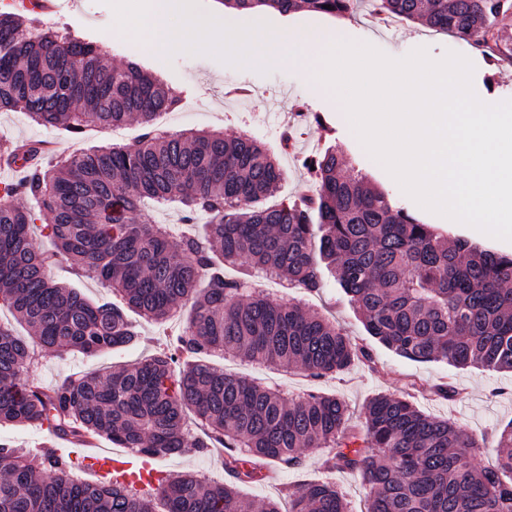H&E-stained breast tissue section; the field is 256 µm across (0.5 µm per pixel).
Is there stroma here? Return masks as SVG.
<instances>
[{"label":"stroma","instance_id":"obj_1","mask_svg":"<svg viewBox=\"0 0 512 512\" xmlns=\"http://www.w3.org/2000/svg\"><path fill=\"white\" fill-rule=\"evenodd\" d=\"M39 19L42 25L66 28L76 36L102 43L114 65L130 60L139 62L182 101L197 107V115L176 116L172 130H216L228 138L248 134L278 152L279 134L284 129H292L295 148L291 153L281 154L287 177L280 185L279 196L302 198L311 194L314 182L303 160L334 145L353 158L356 170L366 175L372 184L387 190L424 223L434 225L445 235L465 237L487 249L512 252V242L490 237L463 224L447 223L442 216L421 208L403 193L390 174L368 155L347 122L334 92L306 76L297 65L279 62L269 74L263 75L251 68L223 64L206 55L179 52L169 59L155 58L144 41L116 28L114 11L104 0H57L56 9L40 13ZM251 19L268 22L274 27L285 25L300 34L337 32L346 39L369 43L393 58L404 57L420 47L426 48L429 57L435 60L453 51L473 64L472 87L481 101L499 103L512 99V60L485 56L453 36L416 22L385 25L375 18L371 0H359L350 17L307 11L283 16L260 10L254 12ZM139 133L137 124L132 123L114 130H96L77 139L62 128L37 125L25 113L0 112V147L48 140L56 143L57 153L69 154L105 143L130 144ZM263 290L273 299L299 303L334 319L370 352L376 362L375 369L357 363L338 375L314 378L306 372L276 371L257 363L227 360L217 353L210 357L216 367L278 387L288 399L308 392L336 396L347 404L351 421L356 425L362 424L364 407L373 396L380 393L411 396L422 412L451 419L470 435L483 440L485 446L476 464L481 468L494 466L496 434L512 421L511 374L476 367L460 369L443 362L418 363L394 354L368 336L334 278H327L325 288L319 293L310 294L268 276L264 279ZM178 331L179 323L175 320L163 326L143 322L142 340L138 345L98 358L79 353L59 356L42 351L29 375L36 384L50 387L66 377L76 378L88 371L104 373L110 367L149 358L165 337ZM440 384L452 387L450 397L432 394V387ZM153 466L166 474L191 471L215 482L224 479V454L217 448L206 456L189 450L158 458ZM322 476L319 453L308 450L299 468L270 467L262 483L243 486L241 493L255 502L271 498L284 504L288 501L289 487Z\"/></svg>","mask_w":512,"mask_h":512}]
</instances>
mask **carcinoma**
Returning <instances> with one entry per match:
<instances>
[{"mask_svg":"<svg viewBox=\"0 0 512 512\" xmlns=\"http://www.w3.org/2000/svg\"><path fill=\"white\" fill-rule=\"evenodd\" d=\"M242 13H352L355 0H223ZM375 12L420 21L478 49L512 57L505 29L512 0H374ZM180 97L131 62L114 66L102 46L42 27L23 4L0 12V112L21 111L77 136L87 127L136 119L131 145L71 153L27 165L38 143L16 148L26 174L0 194V308L42 349L99 356L130 347L140 333L127 312L155 322L191 304L174 353L121 365L106 375L66 378L51 388L28 378L36 352L0 325V425L47 427L65 439L90 435L151 457L211 444L227 449L229 479L185 472L137 487L91 484L70 458L0 445V512H247L240 484L265 480L271 464L294 467L303 451L323 468L358 473L366 512H512V421L497 435V465L479 468L485 444L380 393L362 428L347 406L310 392L288 401L199 358L232 357L313 377L369 358L318 312L259 290L269 273L306 292L329 271L367 333L405 359L512 373V254L446 239L361 175L343 174L334 147L313 156L314 200L267 205L285 177L278 156L248 136L161 133L155 118ZM22 196L35 207H21ZM154 202L181 212L178 229L135 220ZM53 243L41 249L32 228ZM66 263L119 298L91 301L54 279ZM193 413L207 438L187 423ZM288 512H351L330 480L298 486Z\"/></svg>","mask_w":512,"mask_h":512,"instance_id":"obj_1","label":"carcinoma"}]
</instances>
